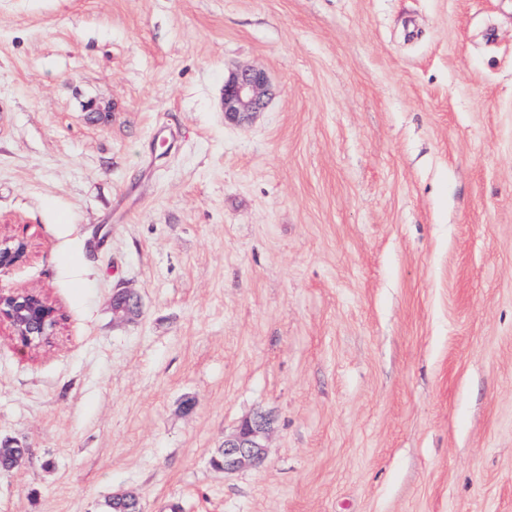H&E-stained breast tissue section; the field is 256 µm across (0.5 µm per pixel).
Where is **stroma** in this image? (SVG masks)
Returning a JSON list of instances; mask_svg holds the SVG:
<instances>
[{"label":"stroma","instance_id":"stroma-1","mask_svg":"<svg viewBox=\"0 0 512 512\" xmlns=\"http://www.w3.org/2000/svg\"><path fill=\"white\" fill-rule=\"evenodd\" d=\"M18 229L65 321L0 326V512H512V0H0ZM267 77L253 67H241L224 81V117L230 121L244 123L265 105ZM273 420L268 413H256L241 421L236 430L224 436V443L215 451L218 460L224 463L214 465L226 472H234L247 467H256L266 456L267 441ZM135 495L140 496L138 493L130 490L115 493L105 502V510L101 512H138L141 507Z\"/></svg>","mask_w":512,"mask_h":512}]
</instances>
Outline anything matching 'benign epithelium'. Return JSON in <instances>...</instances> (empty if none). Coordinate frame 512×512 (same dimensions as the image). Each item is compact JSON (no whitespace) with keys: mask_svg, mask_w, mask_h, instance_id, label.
<instances>
[{"mask_svg":"<svg viewBox=\"0 0 512 512\" xmlns=\"http://www.w3.org/2000/svg\"><path fill=\"white\" fill-rule=\"evenodd\" d=\"M266 86L267 77L260 69L241 67L234 71L224 81V117L238 123L249 121L265 105ZM29 248V240L22 233L0 237V270L22 264ZM137 309L138 301L131 292H115L113 311L117 317L125 318ZM63 319L60 308L41 291L0 289V323H7L12 336L30 351L52 345ZM272 423L267 413L243 419L232 434L224 437V463L218 468L234 472L261 464Z\"/></svg>","mask_w":512,"mask_h":512,"instance_id":"7a95c632","label":"benign epithelium"}]
</instances>
